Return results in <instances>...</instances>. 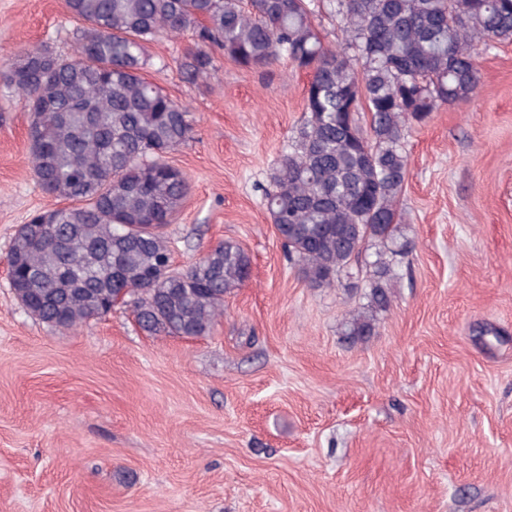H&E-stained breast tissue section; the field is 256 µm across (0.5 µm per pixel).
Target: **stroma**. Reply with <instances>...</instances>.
<instances>
[{"mask_svg":"<svg viewBox=\"0 0 512 512\" xmlns=\"http://www.w3.org/2000/svg\"><path fill=\"white\" fill-rule=\"evenodd\" d=\"M80 26L64 0H0V74L71 54ZM197 46L157 39L144 76L193 124L166 156L189 186L175 268L227 239L251 258L205 336L148 334L120 306L58 330L18 302L11 240L52 200L0 77V512H512V42L481 51L475 97L411 124L407 244L362 341L343 323L363 273L311 285L266 210L308 73L218 52L192 80Z\"/></svg>","mask_w":512,"mask_h":512,"instance_id":"stroma-1","label":"stroma"}]
</instances>
